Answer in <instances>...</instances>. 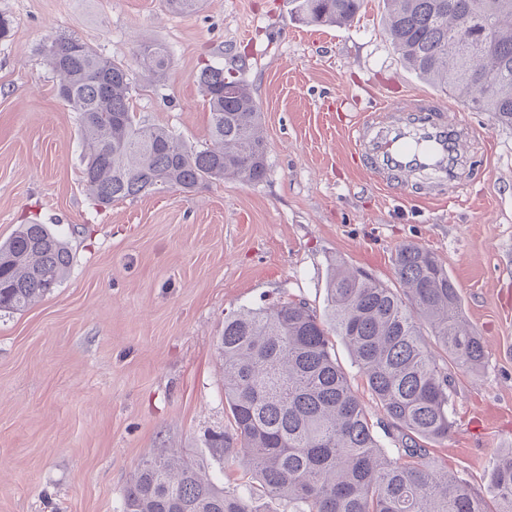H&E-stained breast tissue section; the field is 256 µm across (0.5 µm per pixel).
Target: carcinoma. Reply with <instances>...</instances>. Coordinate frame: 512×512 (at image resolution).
Here are the masks:
<instances>
[{
    "mask_svg": "<svg viewBox=\"0 0 512 512\" xmlns=\"http://www.w3.org/2000/svg\"><path fill=\"white\" fill-rule=\"evenodd\" d=\"M301 20L345 26L363 0H293ZM387 34L404 65L467 108L512 125V0H384ZM191 14L201 0H165ZM57 92L77 113L83 185L100 205L213 180L261 182L266 143L247 86L221 65L198 75L209 107L208 143L192 148L164 127L136 118L129 68L74 37L45 47ZM168 49L142 46L137 65L162 80ZM71 265L66 243L45 224H24L0 242V311L28 309ZM401 289L338 263L327 308L306 300L224 318L217 343L230 428L219 448L237 458L244 483L286 512H512V448L496 453L487 497L438 464L427 445L454 427L456 381L448 366L475 373L482 337L467 325L456 284L425 248L396 250ZM431 333L433 341L425 338ZM350 349L384 420L374 424L339 365L332 337ZM437 344L443 360L432 350ZM393 447L381 441L376 426ZM125 512H257L252 498L208 479L192 461L160 453L143 461L124 494Z\"/></svg>",
    "mask_w": 512,
    "mask_h": 512,
    "instance_id": "carcinoma-1",
    "label": "carcinoma"
}]
</instances>
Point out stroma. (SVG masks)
<instances>
[{
	"label": "stroma",
	"mask_w": 512,
	"mask_h": 512,
	"mask_svg": "<svg viewBox=\"0 0 512 512\" xmlns=\"http://www.w3.org/2000/svg\"><path fill=\"white\" fill-rule=\"evenodd\" d=\"M0 15V241L37 222L72 257L42 301L0 312V512H123L131 476L163 451L237 487L240 467L211 445L228 424L225 316L301 298L324 312L339 260L397 287L408 242L445 265L486 344L484 369L457 374L455 426L431 449L484 493L489 460L512 448V127L405 68L383 0L341 27L303 23L292 0H203L192 15L164 0H0ZM57 37L130 64L139 120L197 147L209 127L198 74L223 63L260 107L264 179L95 205L44 53ZM150 41L172 55L160 83L134 65ZM387 95L463 124L462 186L427 198L370 178L349 129Z\"/></svg>",
	"instance_id": "35a3bbf8"
}]
</instances>
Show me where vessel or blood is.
Returning a JSON list of instances; mask_svg holds the SVG:
<instances>
[{
    "instance_id": "obj_1",
    "label": "vessel or blood",
    "mask_w": 512,
    "mask_h": 512,
    "mask_svg": "<svg viewBox=\"0 0 512 512\" xmlns=\"http://www.w3.org/2000/svg\"><path fill=\"white\" fill-rule=\"evenodd\" d=\"M351 137L377 183L398 179L426 197L441 186L462 183L463 128L444 118L442 106L428 102L405 110L385 105L379 117L357 122Z\"/></svg>"
}]
</instances>
